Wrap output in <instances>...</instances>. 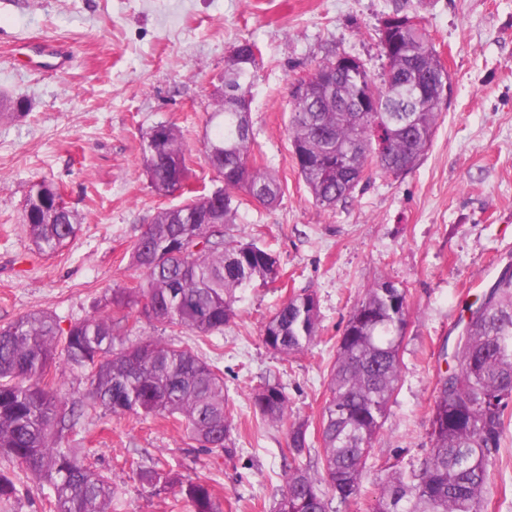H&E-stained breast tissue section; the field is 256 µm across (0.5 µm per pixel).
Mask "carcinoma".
Returning a JSON list of instances; mask_svg holds the SVG:
<instances>
[{"mask_svg": "<svg viewBox=\"0 0 512 512\" xmlns=\"http://www.w3.org/2000/svg\"><path fill=\"white\" fill-rule=\"evenodd\" d=\"M254 44L242 41L224 68V84L247 94L258 65ZM397 83L376 84L367 71L336 72L305 83L304 100L290 95L288 134L299 174L316 204H344L368 168L395 179L412 170L435 134L441 101V60L425 28L409 27L387 63ZM375 97L383 112L363 111ZM209 165L224 174L217 194L189 187V168L174 125L159 122L144 137L142 167L163 196H183V209H160L133 243L130 262L141 270L133 288H111L103 310L62 331L46 311L27 313L0 327V452L50 488L48 512H112L118 488L109 473L91 466L62 443L89 410L104 415L161 418L183 429L202 448H228L232 418L219 368L189 349L149 337L116 345L130 314L177 327L199 338L224 330L236 315V290L281 276L276 254L233 233L238 193L270 207L281 185L249 163V114L216 98L209 114ZM40 203L24 212L38 251L50 254L74 238L76 215L59 211L54 186L39 184ZM224 209V223L206 213ZM452 364L439 375L433 396L431 446L420 467L387 475L371 512H484L489 465L499 453L505 414L512 405V274L501 273L467 307ZM319 306L308 292L294 295L264 326L265 345L287 357L310 345ZM407 290L374 282L350 314L337 344L329 397L320 424L322 454L315 463L331 495L323 492L303 458L310 454L307 422L289 427L294 466L274 512H340L360 490L372 444L386 418L400 376V352L410 325ZM85 374L88 388L70 402L55 377ZM264 419H288L283 386L266 380L252 393ZM140 484L155 495L176 492L192 512H223L213 485L157 464L131 462ZM337 503L339 508L332 507Z\"/></svg>", "mask_w": 512, "mask_h": 512, "instance_id": "cac0c4a2", "label": "carcinoma"}]
</instances>
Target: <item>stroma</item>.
<instances>
[{"label":"stroma","instance_id":"1","mask_svg":"<svg viewBox=\"0 0 512 512\" xmlns=\"http://www.w3.org/2000/svg\"><path fill=\"white\" fill-rule=\"evenodd\" d=\"M396 11L422 20L452 91L415 168L398 179L369 172L346 204L322 209L293 159L289 89L341 53L380 76L378 29ZM245 39L259 50L250 162L272 171L282 194L272 207L243 200L234 232L274 251L282 277L238 291L234 319L207 341L144 319L123 330L126 343L158 337L221 369L232 450H202L151 418L85 414L82 453L122 490L112 512H191L176 495L143 488L132 460L207 477L224 512H272L292 461L289 425L255 413L251 393L279 381L291 414L309 423L312 455L321 454L338 339L366 288L386 278L406 287L411 323L361 491L342 509L370 512L389 470L419 466L427 453L436 380L477 299L471 283L491 285L512 263V0H0V96L24 103L0 116V325L44 310L66 329L100 311L107 289L138 284L133 243L158 210L181 202L143 173V137L174 124L192 185L219 188L205 158L206 119ZM42 181L60 189L80 224L52 254L36 250L22 222ZM303 292L318 301L319 331L285 358L266 347L264 326ZM0 473L16 485L0 512H45L46 487L1 456ZM487 498V512H512V408Z\"/></svg>","mask_w":512,"mask_h":512}]
</instances>
